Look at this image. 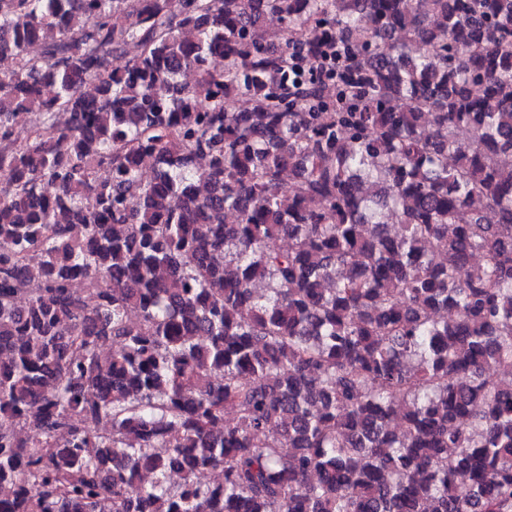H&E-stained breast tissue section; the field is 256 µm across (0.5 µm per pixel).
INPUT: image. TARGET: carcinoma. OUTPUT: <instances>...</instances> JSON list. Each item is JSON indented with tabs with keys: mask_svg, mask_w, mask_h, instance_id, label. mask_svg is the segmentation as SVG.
<instances>
[{
	"mask_svg": "<svg viewBox=\"0 0 512 512\" xmlns=\"http://www.w3.org/2000/svg\"><path fill=\"white\" fill-rule=\"evenodd\" d=\"M500 369L512 0H0V512H512Z\"/></svg>",
	"mask_w": 512,
	"mask_h": 512,
	"instance_id": "cac0c4a2",
	"label": "carcinoma"
}]
</instances>
